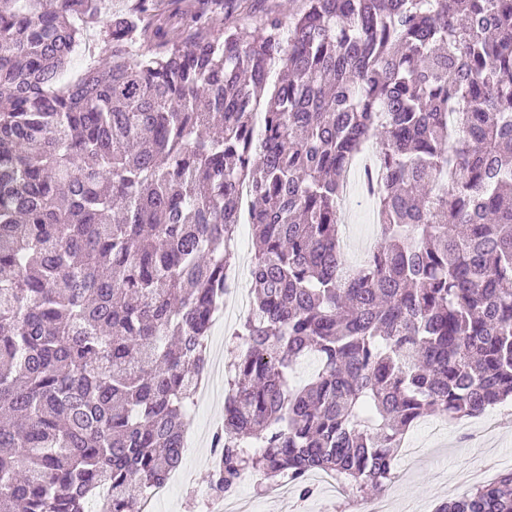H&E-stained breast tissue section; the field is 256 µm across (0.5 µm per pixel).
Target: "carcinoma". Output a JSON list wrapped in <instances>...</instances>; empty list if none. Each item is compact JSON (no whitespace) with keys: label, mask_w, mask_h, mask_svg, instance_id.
<instances>
[{"label":"carcinoma","mask_w":512,"mask_h":512,"mask_svg":"<svg viewBox=\"0 0 512 512\" xmlns=\"http://www.w3.org/2000/svg\"><path fill=\"white\" fill-rule=\"evenodd\" d=\"M55 2L0 0V512H86L101 484L135 512L181 466L242 185L252 314L214 491L254 469L377 492L425 415L512 399V0L249 26L251 0ZM89 31L107 66L62 82ZM370 140L379 242L353 267L340 190ZM436 512H512V470Z\"/></svg>","instance_id":"1"}]
</instances>
